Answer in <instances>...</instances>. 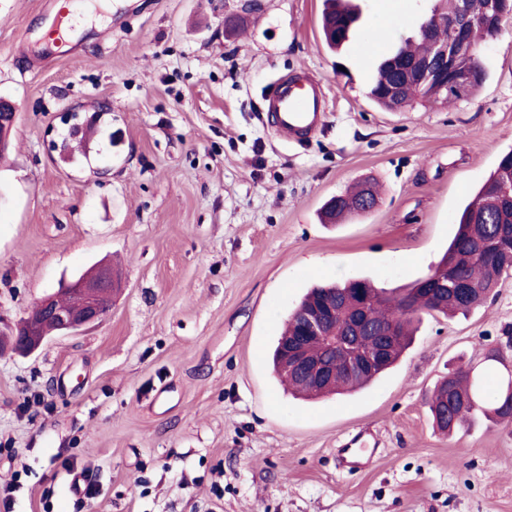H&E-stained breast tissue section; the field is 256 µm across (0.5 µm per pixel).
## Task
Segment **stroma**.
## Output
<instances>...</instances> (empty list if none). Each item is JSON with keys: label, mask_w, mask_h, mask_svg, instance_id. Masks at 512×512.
<instances>
[{"label": "stroma", "mask_w": 512, "mask_h": 512, "mask_svg": "<svg viewBox=\"0 0 512 512\" xmlns=\"http://www.w3.org/2000/svg\"><path fill=\"white\" fill-rule=\"evenodd\" d=\"M98 2L0 0V98L17 113L0 158V330L99 260L121 273L100 322L0 350V480L23 473L10 512H43L48 486L53 512H512V423L448 436L427 405L490 348L498 380L512 375V271L469 314L422 316L397 366L354 395L295 399L270 365L312 284L400 288L437 265L512 150V16L475 96L387 111L367 95L374 69L432 0H359L336 54L323 0ZM90 3L95 21L53 39L58 5ZM303 73L327 112L294 142L267 98ZM364 180L374 208L321 223ZM358 433L375 453L341 471ZM67 457L101 489L80 509Z\"/></svg>", "instance_id": "stroma-1"}]
</instances>
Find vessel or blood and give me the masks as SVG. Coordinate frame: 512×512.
I'll use <instances>...</instances> for the list:
<instances>
[{"label":"vessel or blood","instance_id":"b4317fda","mask_svg":"<svg viewBox=\"0 0 512 512\" xmlns=\"http://www.w3.org/2000/svg\"><path fill=\"white\" fill-rule=\"evenodd\" d=\"M325 95L320 83L312 80H281L275 83L268 101V119L272 127L293 139L311 133L323 120ZM367 450L361 438H353L350 447L340 449L343 470L363 467Z\"/></svg>","mask_w":512,"mask_h":512}]
</instances>
